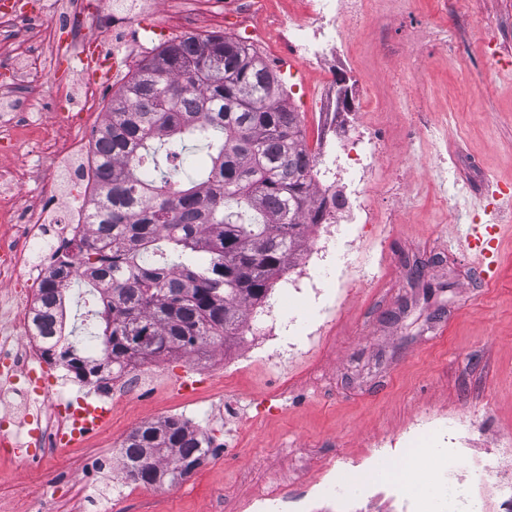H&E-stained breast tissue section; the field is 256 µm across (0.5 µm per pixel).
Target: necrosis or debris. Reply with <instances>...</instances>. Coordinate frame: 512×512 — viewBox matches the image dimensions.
<instances>
[{"label": "necrosis or debris", "instance_id": "4bbe7bcc", "mask_svg": "<svg viewBox=\"0 0 512 512\" xmlns=\"http://www.w3.org/2000/svg\"><path fill=\"white\" fill-rule=\"evenodd\" d=\"M376 2L308 0L304 13L281 15L274 27L281 59L288 63H326L329 55L335 53L340 35L357 34L372 16ZM24 10L40 18L53 14L67 20L66 49L76 61L78 73L84 76V31L92 14L83 0H0V24L10 25L14 16ZM40 91L41 85L31 79L24 58H17L1 71L0 128L13 127L31 95ZM98 91L97 83L84 76V98H91ZM49 149L52 155L77 161L82 185L85 190H92L93 156L81 135L52 136ZM14 179L12 171L0 172V213L12 227L8 236H0V287L5 290V297L0 300V375L23 395L27 405L46 407L47 416L34 419L32 428L24 433L19 431L16 417H1L0 440L10 446L20 462L30 465L54 455L57 449L71 447L74 421L87 404L110 411L127 395L147 402L157 395L160 385L156 375L147 369L116 388L105 380L95 383L88 395L64 390L61 383L52 381L45 372L43 353L55 347L56 339L37 335L34 306L21 290L31 281L45 279L55 264L57 250L72 240L92 235L94 228L86 222L81 200L64 195L56 167L46 168L37 190L23 208L17 205ZM58 205L65 206L66 220L61 224L49 223L48 213Z\"/></svg>", "mask_w": 512, "mask_h": 512}]
</instances>
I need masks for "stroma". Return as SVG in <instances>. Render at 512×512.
I'll return each mask as SVG.
<instances>
[{
  "mask_svg": "<svg viewBox=\"0 0 512 512\" xmlns=\"http://www.w3.org/2000/svg\"><path fill=\"white\" fill-rule=\"evenodd\" d=\"M91 2L85 35L117 71L87 105L62 92L73 62L53 44L50 24L20 17L0 30V65L25 52L44 86L28 105L38 124L11 131L22 151L0 155L22 191L40 180L33 150L58 113H78L93 142L113 92L152 47L233 35L240 0H162L117 27L112 0ZM336 72L390 106L348 114L383 132L355 200L372 223L338 225L325 248L307 249L273 282L254 329L203 357L152 360L162 394L118 404L102 434L37 469L0 452V512H29L46 486L52 512H258L256 498L272 490L280 512H404L405 498L436 490L431 469L409 485L373 472L422 430L430 455L448 457L455 512H512V467L492 488L460 480L512 454V215L497 229L491 271L459 244L499 193H512V0H381ZM269 324L277 337L267 342ZM218 371L234 379L232 390ZM173 416L223 453L177 485L137 491L121 444L136 427ZM92 459L102 471L96 484L81 478Z\"/></svg>",
  "mask_w": 512,
  "mask_h": 512,
  "instance_id": "35a3bbf8",
  "label": "stroma"
}]
</instances>
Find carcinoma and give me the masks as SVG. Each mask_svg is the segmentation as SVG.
I'll list each match as a JSON object with an SVG mask.
<instances>
[{"label": "carcinoma", "instance_id": "carcinoma-1", "mask_svg": "<svg viewBox=\"0 0 512 512\" xmlns=\"http://www.w3.org/2000/svg\"><path fill=\"white\" fill-rule=\"evenodd\" d=\"M192 142L209 163L184 184L162 162ZM94 160L86 220L103 239L56 254L35 307L43 328L61 336L59 282L94 285L103 358L83 359L74 343L57 353L87 383L104 371L119 378L137 360L204 356L242 333L246 308L267 302L323 220L299 113L253 45L222 34L176 37L144 56L112 95ZM131 336L149 341L140 348ZM199 442L179 418L144 424L123 441L122 465L144 485H176L205 458Z\"/></svg>", "mask_w": 512, "mask_h": 512}]
</instances>
